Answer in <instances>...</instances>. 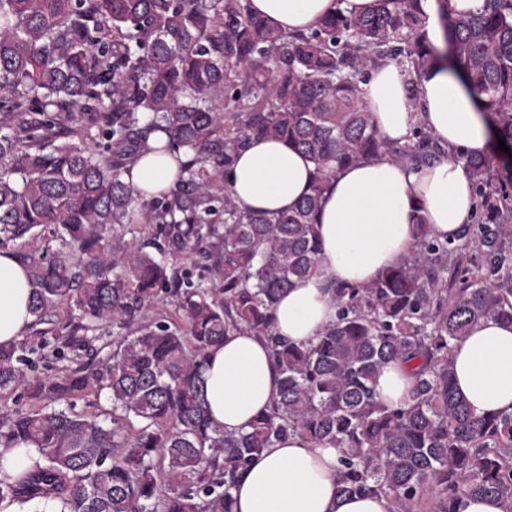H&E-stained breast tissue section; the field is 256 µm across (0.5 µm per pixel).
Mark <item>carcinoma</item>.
<instances>
[{
    "label": "carcinoma",
    "instance_id": "carcinoma-1",
    "mask_svg": "<svg viewBox=\"0 0 512 512\" xmlns=\"http://www.w3.org/2000/svg\"><path fill=\"white\" fill-rule=\"evenodd\" d=\"M342 7L288 36L246 0H0V249L46 229L63 251L24 259L30 311L63 304L78 329L124 332L101 354L95 337L64 347L95 362L28 379L22 344L0 348V393L24 388L33 408L0 414V445L38 449L42 462L0 479V502L32 512H233L232 489L262 452L290 434L345 449V496L384 495L396 512H459L493 496L512 512V413L475 415L455 387L452 350L481 320L512 323V171L464 158L477 223L455 241L417 221L398 267L335 288L338 313L317 342L272 331L281 295L320 273L317 215L333 171L377 155L421 164L440 148L422 126L390 145L360 98L369 66L389 58L417 100L434 60L420 0ZM449 63L512 150V0H484L449 22ZM151 133L191 158L161 197L140 198L130 175ZM252 137L281 140L314 164L310 194L292 210L253 212L221 170ZM127 224H156L174 253L204 241L216 292L181 288L145 246L115 249ZM451 277H445L446 273ZM176 319L147 320L159 293ZM231 331L267 339L279 376L270 411L249 430L214 425L205 401L207 351ZM411 367L402 406L376 378ZM107 391L106 422L72 398Z\"/></svg>",
    "mask_w": 512,
    "mask_h": 512
}]
</instances>
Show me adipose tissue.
Returning a JSON list of instances; mask_svg holds the SVG:
<instances>
[{
  "mask_svg": "<svg viewBox=\"0 0 512 512\" xmlns=\"http://www.w3.org/2000/svg\"><path fill=\"white\" fill-rule=\"evenodd\" d=\"M483 0H420L425 33L435 47L446 40L444 17L476 11ZM252 12L290 33L309 32L336 0H249ZM370 120L386 141L402 145L425 125L444 155L411 165L377 156L332 174L318 216L320 275L288 290L273 313V331L296 344L316 342L336 319L335 284H364L399 266L415 244L417 221L432 234L453 240L476 209L475 190L464 156H489L487 122L475 95L449 68L424 71L416 96L387 58L377 60L361 86ZM149 137L130 181L143 198L175 187L179 163L158 154ZM315 168L303 154L274 139H250L224 168V185L245 208L280 212L308 194ZM32 290L26 266L0 250V347L16 344L31 322ZM458 392L479 415L512 412V324L476 323L452 352ZM206 400L225 432L248 430L271 408L279 391L268 342L233 332L211 348L204 371ZM342 449L317 446L291 435L255 459L232 490L234 512H395L390 498L340 496L337 472Z\"/></svg>",
  "mask_w": 512,
  "mask_h": 512,
  "instance_id": "adipose-tissue-1",
  "label": "adipose tissue"
}]
</instances>
